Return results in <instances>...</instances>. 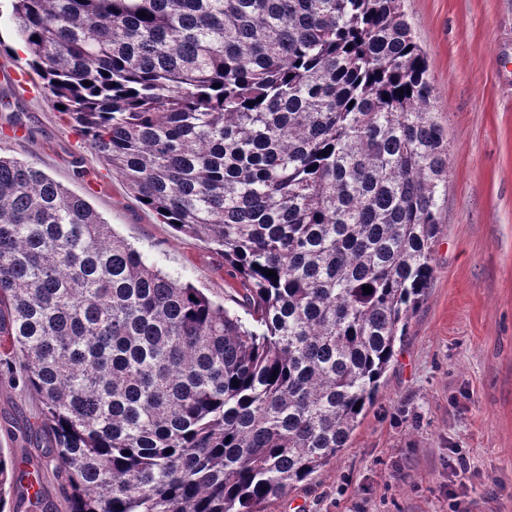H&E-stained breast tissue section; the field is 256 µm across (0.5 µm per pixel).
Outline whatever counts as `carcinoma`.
<instances>
[{
    "mask_svg": "<svg viewBox=\"0 0 512 512\" xmlns=\"http://www.w3.org/2000/svg\"><path fill=\"white\" fill-rule=\"evenodd\" d=\"M402 2L11 0L53 103L160 223L224 255L245 311L0 156V373L40 398L48 512H266L349 447L448 187ZM24 482L40 500L0 448V512Z\"/></svg>",
    "mask_w": 512,
    "mask_h": 512,
    "instance_id": "cac0c4a2",
    "label": "carcinoma"
}]
</instances>
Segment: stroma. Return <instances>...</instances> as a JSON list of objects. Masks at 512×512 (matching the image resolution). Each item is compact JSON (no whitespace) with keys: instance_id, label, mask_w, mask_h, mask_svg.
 Returning a JSON list of instances; mask_svg holds the SVG:
<instances>
[{"instance_id":"35a3bbf8","label":"stroma","mask_w":512,"mask_h":512,"mask_svg":"<svg viewBox=\"0 0 512 512\" xmlns=\"http://www.w3.org/2000/svg\"><path fill=\"white\" fill-rule=\"evenodd\" d=\"M403 5L448 139L434 276L349 447L267 512H512V0ZM18 69L0 53V155L42 169L164 270L230 303L223 255L159 223L49 93L18 92ZM39 416L33 392L0 381L1 449L34 448Z\"/></svg>"}]
</instances>
